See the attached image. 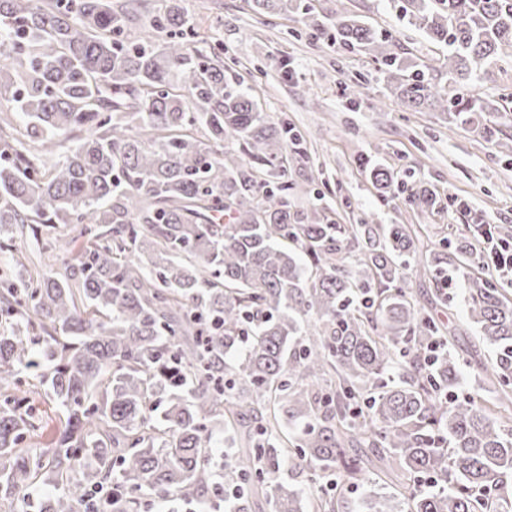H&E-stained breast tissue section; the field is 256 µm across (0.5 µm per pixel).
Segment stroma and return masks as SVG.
Here are the masks:
<instances>
[{
	"mask_svg": "<svg viewBox=\"0 0 512 512\" xmlns=\"http://www.w3.org/2000/svg\"><path fill=\"white\" fill-rule=\"evenodd\" d=\"M325 13L361 17L388 33L392 49L416 62L437 65L445 50L402 20L393 0H322ZM196 48L224 45L220 60L227 82L251 93L271 120L288 123L301 137L302 157L289 168L295 189L292 209L306 215L312 205L331 209L340 224H410L422 228L425 244L456 239L470 224L512 225V155L503 156L480 134L479 124H450L446 114L404 107L380 79L364 51L314 41L299 32L298 15H257L244 0H187ZM293 70L282 76V64ZM498 109L488 120L512 136V62L490 67L478 87ZM381 165L399 181L423 182L435 192L434 209L409 206L404 198L382 201L368 169ZM47 240H66L79 250L84 238L70 225L43 224L15 235V251H0V271L15 254L28 259L29 274L63 272L61 256H44ZM462 280L450 286L448 302L435 311L452 333L445 347L459 357L464 393L495 400L490 385L474 380L494 355L470 320Z\"/></svg>",
	"mask_w": 512,
	"mask_h": 512,
	"instance_id": "35a3bbf8",
	"label": "stroma"
}]
</instances>
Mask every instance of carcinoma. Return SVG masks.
<instances>
[{"label":"carcinoma","instance_id":"carcinoma-1","mask_svg":"<svg viewBox=\"0 0 512 512\" xmlns=\"http://www.w3.org/2000/svg\"><path fill=\"white\" fill-rule=\"evenodd\" d=\"M184 0H159L154 34L127 35L128 4L0 0V95L11 96L38 155L0 131V247L15 227L72 224L86 244L65 273L16 274L0 292V502L12 512H147L148 500L199 504L219 484L244 492L233 512H303L276 472L283 459L329 471L342 487L369 468L400 477L399 497L312 494L310 512H505L512 487V300L471 257L512 226L474 224L453 251H422L403 224H326L291 212L288 127L224 85L195 49ZM254 13L296 10L304 33L372 55L401 103L474 123L486 67L512 59V0H402L442 69L411 64L355 15L317 0H245ZM202 127L207 140L195 136ZM84 136L53 160L56 137ZM503 154L512 144L484 125ZM378 194L394 172L370 173ZM405 201L436 205L432 190ZM494 350L496 415L460 396V364L429 346L443 323L403 287L424 275L448 296V269ZM26 378L62 409L41 452ZM290 420L306 425L293 440ZM233 433L216 464L214 432ZM53 492L27 490L45 475Z\"/></svg>","mask_w":512,"mask_h":512}]
</instances>
